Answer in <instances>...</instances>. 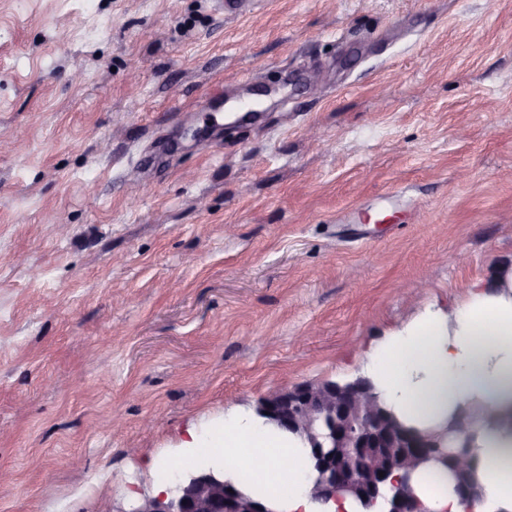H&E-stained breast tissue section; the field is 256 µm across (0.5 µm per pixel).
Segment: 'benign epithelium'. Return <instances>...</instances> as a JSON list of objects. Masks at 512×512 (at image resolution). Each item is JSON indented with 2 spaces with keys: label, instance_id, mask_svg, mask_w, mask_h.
<instances>
[{
  "label": "benign epithelium",
  "instance_id": "benign-epithelium-1",
  "mask_svg": "<svg viewBox=\"0 0 512 512\" xmlns=\"http://www.w3.org/2000/svg\"><path fill=\"white\" fill-rule=\"evenodd\" d=\"M257 414L276 428L310 439L311 448H336L338 453L318 456L322 479L313 493L327 500L355 494L374 500L386 483L398 485L394 472L406 470L436 447L425 433L416 434L398 425L380 409L360 381H321L268 390L258 401ZM353 448H394L379 455L365 472L357 468ZM224 482L213 469L179 475L172 495L141 494L128 512H272ZM389 512H423L411 493L394 495Z\"/></svg>",
  "mask_w": 512,
  "mask_h": 512
}]
</instances>
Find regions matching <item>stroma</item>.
<instances>
[{
  "label": "stroma",
  "instance_id": "obj_1",
  "mask_svg": "<svg viewBox=\"0 0 512 512\" xmlns=\"http://www.w3.org/2000/svg\"><path fill=\"white\" fill-rule=\"evenodd\" d=\"M511 265L512 0H0V512H127Z\"/></svg>",
  "mask_w": 512,
  "mask_h": 512
}]
</instances>
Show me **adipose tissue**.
<instances>
[{"label": "adipose tissue", "mask_w": 512, "mask_h": 512, "mask_svg": "<svg viewBox=\"0 0 512 512\" xmlns=\"http://www.w3.org/2000/svg\"><path fill=\"white\" fill-rule=\"evenodd\" d=\"M362 375L401 423L443 426L461 412L481 408L474 452L485 458L512 447V268L492 283L470 284L463 301L449 308L431 304L387 338L370 345ZM219 463L224 477L274 512H386L345 496L319 505L311 499L315 477L311 450L293 435L272 430L253 411L236 408L223 419L186 429L177 459L153 466L152 492H169L178 473ZM479 503H462L453 481L427 470L411 485L427 512H512V476L483 470Z\"/></svg>", "instance_id": "ef3b65f1"}]
</instances>
